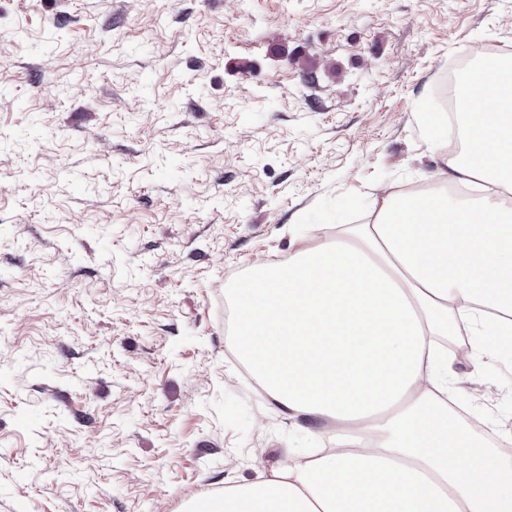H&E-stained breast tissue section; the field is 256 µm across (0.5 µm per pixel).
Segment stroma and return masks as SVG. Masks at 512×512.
<instances>
[{
    "label": "stroma",
    "instance_id": "stroma-1",
    "mask_svg": "<svg viewBox=\"0 0 512 512\" xmlns=\"http://www.w3.org/2000/svg\"><path fill=\"white\" fill-rule=\"evenodd\" d=\"M512 0H0V512H183L330 448L226 351L224 290L390 191ZM450 400L512 441V351Z\"/></svg>",
    "mask_w": 512,
    "mask_h": 512
}]
</instances>
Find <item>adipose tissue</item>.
Listing matches in <instances>:
<instances>
[{
  "label": "adipose tissue",
  "mask_w": 512,
  "mask_h": 512,
  "mask_svg": "<svg viewBox=\"0 0 512 512\" xmlns=\"http://www.w3.org/2000/svg\"><path fill=\"white\" fill-rule=\"evenodd\" d=\"M461 82L482 98L438 180L493 193L387 195L373 223L228 289V348L283 413L323 418L335 446L211 495L208 512H512V459L449 414L439 342L469 322L479 336L461 357L512 346V59L482 55Z\"/></svg>",
  "instance_id": "obj_1"
}]
</instances>
